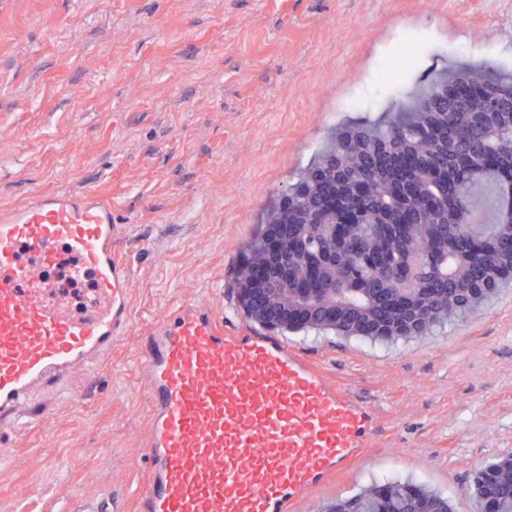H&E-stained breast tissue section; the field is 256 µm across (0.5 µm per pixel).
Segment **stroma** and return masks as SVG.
Segmentation results:
<instances>
[{"label": "stroma", "instance_id": "1", "mask_svg": "<svg viewBox=\"0 0 512 512\" xmlns=\"http://www.w3.org/2000/svg\"><path fill=\"white\" fill-rule=\"evenodd\" d=\"M467 65L512 73V0H0V205L94 191L132 269L130 333L70 376L77 402L46 392L47 421L0 435V512H132L151 324L200 299L250 327L233 273L266 211L340 124ZM285 338L375 414L360 463L294 512L386 480L477 512L476 472L512 453V284L425 336Z\"/></svg>", "mask_w": 512, "mask_h": 512}]
</instances>
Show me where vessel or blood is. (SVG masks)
Masks as SVG:
<instances>
[{"mask_svg": "<svg viewBox=\"0 0 512 512\" xmlns=\"http://www.w3.org/2000/svg\"><path fill=\"white\" fill-rule=\"evenodd\" d=\"M95 193L36 192L0 209V425L71 371L94 372L130 326L132 270ZM148 470L135 512H291L368 448L375 414L280 337L224 327L186 300L140 363Z\"/></svg>", "mask_w": 512, "mask_h": 512, "instance_id": "b4317fda", "label": "vessel or blood"}]
</instances>
